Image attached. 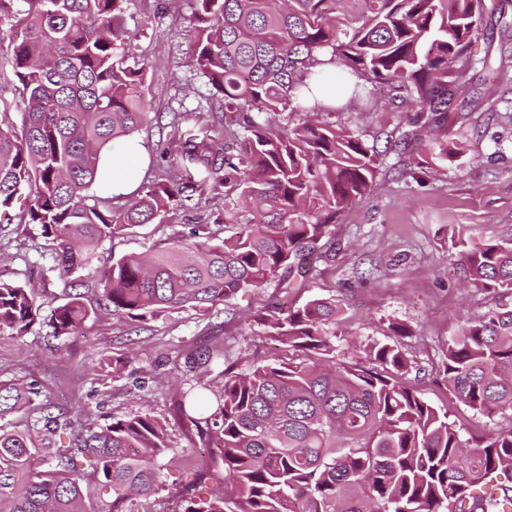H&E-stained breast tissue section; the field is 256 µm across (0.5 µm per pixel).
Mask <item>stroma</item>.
<instances>
[{
	"instance_id": "35a3bbf8",
	"label": "stroma",
	"mask_w": 512,
	"mask_h": 512,
	"mask_svg": "<svg viewBox=\"0 0 512 512\" xmlns=\"http://www.w3.org/2000/svg\"><path fill=\"white\" fill-rule=\"evenodd\" d=\"M478 44L491 54L512 48V0H489ZM127 24L134 37L133 62L144 70L142 93L156 121L137 138L146 155H125L123 167H106L92 185L91 199L107 198L124 168H142L143 183L179 175L177 143L181 136L204 131L215 114L209 86L197 69L189 30L194 0H127ZM415 107L396 90L379 94L354 109L335 113L338 124L353 129L379 153L393 151ZM512 66L499 75L474 71L451 104L448 120L423 127L405 149L408 158L425 156L430 137L464 143L462 156L425 181L401 178L384 170L362 202L348 206L318 245L320 259L305 288L281 293L276 284L239 294L207 314L191 309L146 324L104 317L86 322L81 335L54 339L43 325L24 339L0 334V381L39 388L42 401L55 410L87 415L93 427L133 413L150 414L167 428L170 449L159 460L162 485L143 512H173L176 493L190 469L209 471V487L222 485L224 473L193 423L173 417L175 403L205 380L213 389L224 384V363L245 372L281 356L282 345L264 335L254 317L271 303L298 307L313 298H333L343 308L336 330V356L348 361L359 342H389L390 324L410 334L401 346L412 363L408 378L424 398L447 411L451 420L480 434L512 423V415L487 418L454 399L436 380L449 332L462 315L476 316L489 306L485 294L462 287L448 274L453 248L446 235L451 225L467 229L472 243L512 238ZM178 127H171L173 114ZM215 197L202 213L169 210L161 222L132 228L125 236L104 240L71 279L94 296L112 262L129 253L158 251L177 239H191L199 217L222 211ZM26 208L18 200L13 223L0 226V276L26 284L45 309L65 299L64 284L44 275L41 238L26 231L19 218ZM219 347L223 359L202 367L199 355ZM126 361L115 374V361Z\"/></svg>"
}]
</instances>
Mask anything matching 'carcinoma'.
Segmentation results:
<instances>
[{
	"mask_svg": "<svg viewBox=\"0 0 512 512\" xmlns=\"http://www.w3.org/2000/svg\"><path fill=\"white\" fill-rule=\"evenodd\" d=\"M126 0H0L12 21L13 70L26 95L20 127L0 113V215L24 192L26 224L46 242L42 270L64 280L88 251L131 226L152 224L171 207L194 212L224 196L213 220L231 234L219 242L206 224L200 240L164 252L125 255L95 298L67 293L43 316L26 285L0 279V334L16 339L37 324L55 339L80 334L100 314L133 322L192 308L200 312L271 282L307 284L315 245L344 209L365 199L383 158L331 120L341 111L308 105L312 88L350 107L373 96L361 80L391 84L418 107L400 142L447 119L448 101L469 73L509 60L476 49L485 0H195L190 42L219 111L238 116L180 142V166L199 183L160 179L124 207L88 204L108 157L150 120L143 69L127 65L132 35ZM302 112L282 125L273 117ZM437 140L430 160L403 165L416 181L461 156ZM448 271L490 297L491 307L448 337L437 375L464 406L493 418L512 412V240L470 248L451 236ZM341 305L312 299L258 315L264 334L288 347V360L248 373L224 367V385L203 383L177 412L194 423L224 468V488L198 493L205 472L185 482L175 512H501L504 491L475 490L512 472V424L482 435L448 420L404 382L409 361L396 343L358 347L359 360L336 359ZM38 388L0 382V420L38 408L22 430L0 425V512H140L136 500L161 485L158 460L166 426L148 414L116 418L99 430L85 416L53 414ZM72 436L74 447L46 440ZM82 462L88 479L76 474Z\"/></svg>",
	"mask_w": 512,
	"mask_h": 512,
	"instance_id": "carcinoma-1",
	"label": "carcinoma"
}]
</instances>
